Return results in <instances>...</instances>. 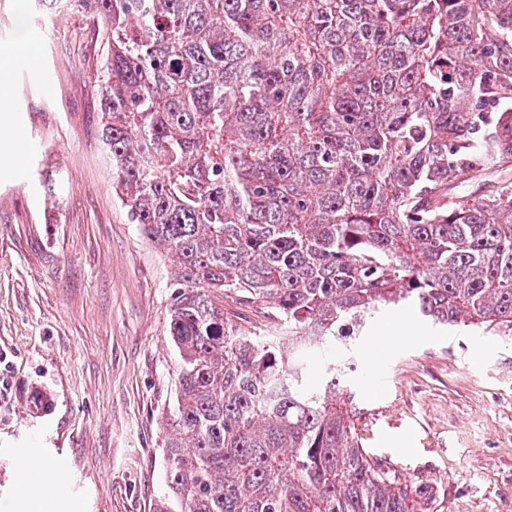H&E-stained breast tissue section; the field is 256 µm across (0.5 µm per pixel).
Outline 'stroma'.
<instances>
[{"instance_id": "35a3bbf8", "label": "stroma", "mask_w": 512, "mask_h": 512, "mask_svg": "<svg viewBox=\"0 0 512 512\" xmlns=\"http://www.w3.org/2000/svg\"><path fill=\"white\" fill-rule=\"evenodd\" d=\"M104 42L83 0H0V158L15 160L0 176V512H27L31 458L64 471L40 512H155L165 491L176 264L112 188ZM224 310L251 334L275 327L261 304L228 295ZM350 354L363 448L438 483L439 512H512L511 340L390 309Z\"/></svg>"}]
</instances>
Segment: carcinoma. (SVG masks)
I'll use <instances>...</instances> for the list:
<instances>
[{
	"mask_svg": "<svg viewBox=\"0 0 512 512\" xmlns=\"http://www.w3.org/2000/svg\"><path fill=\"white\" fill-rule=\"evenodd\" d=\"M92 2L99 140L177 262L157 512H435L330 351L388 306L512 337V185L450 194L512 166V0ZM239 297L224 294V312L235 320L237 325L252 336H265L275 327V321L259 303L241 301Z\"/></svg>",
	"mask_w": 512,
	"mask_h": 512,
	"instance_id": "carcinoma-1",
	"label": "carcinoma"
}]
</instances>
